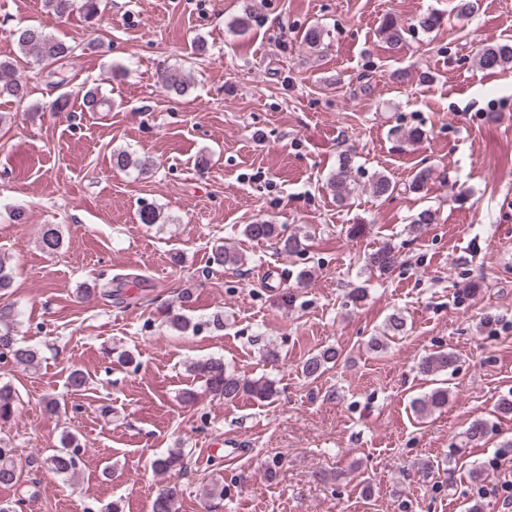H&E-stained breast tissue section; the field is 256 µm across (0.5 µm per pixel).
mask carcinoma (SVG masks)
<instances>
[{"label": "carcinoma", "mask_w": 512, "mask_h": 512, "mask_svg": "<svg viewBox=\"0 0 512 512\" xmlns=\"http://www.w3.org/2000/svg\"><path fill=\"white\" fill-rule=\"evenodd\" d=\"M46 11L59 20L66 19L78 10L87 19H95L101 13L102 0H43ZM441 24V17L435 12L420 15L415 23L405 29L388 18L382 24L381 31L387 42L398 46L405 41L406 32H429ZM10 36L19 51L33 58V62L41 67H50L68 58L75 47L54 38L43 27L36 25H19L10 32ZM479 68L486 71L503 70L512 64V39H505L495 44L483 47L476 55ZM166 90L178 97L185 95L189 89L190 81L180 68H171L164 76ZM28 96L27 83L15 77L12 65L5 61L0 62V98H13L23 101ZM113 167L126 171L131 167L146 175L150 168L144 163L132 159L131 154L121 150L112 154ZM352 157L348 154L339 160L336 170L330 175L327 185L336 201L345 204L351 197L354 187L351 183ZM370 190L377 197L389 198L397 190V184L387 175L377 173L370 182ZM285 228L278 224H270L264 220H257L245 225L243 233L254 240H275L290 256H300L304 252L301 237L293 232L284 234ZM62 244L59 230L53 224L43 226L41 235V248L48 254L55 253ZM212 263L217 266H235L242 263V257L227 248H219L211 256ZM400 253L395 246L386 243L368 257V270L385 275L397 267ZM167 324L180 333H197L211 326L221 327L220 319L215 317L208 320L192 321L191 318L172 311L167 314ZM18 321L14 308L9 305L0 306V360H6L18 365L32 366L37 363L39 353L37 349L23 345L17 334ZM405 328L404 319L398 314H391L385 323L383 335L370 339V346L383 348L387 341L400 335ZM337 353L333 348H326L308 357L300 366L302 375L308 379L319 378L327 365L336 361ZM456 357L448 349H440L428 354L418 364L421 375L429 377L446 372L454 367ZM190 371L201 378L207 391L215 398L232 402L243 394H248L260 401L273 398L277 389L275 384L267 379H249L228 370L221 358H207L197 360L190 365ZM17 395L14 388L5 383L0 385V420L11 417ZM448 404V388L436 387L429 393L414 399L411 402L412 411L420 416H426L433 410ZM79 445L74 436L66 434L61 439V447L43 458V464L50 471L58 475H67L73 472L76 466ZM15 448L10 441L0 438V484L4 486L15 485L21 477V472L15 464ZM152 467L160 472L183 471L187 468L186 457L180 448L170 450L162 457L153 460ZM179 490L175 486H167L156 496L152 512H173L174 502L178 498Z\"/></svg>", "instance_id": "1"}]
</instances>
